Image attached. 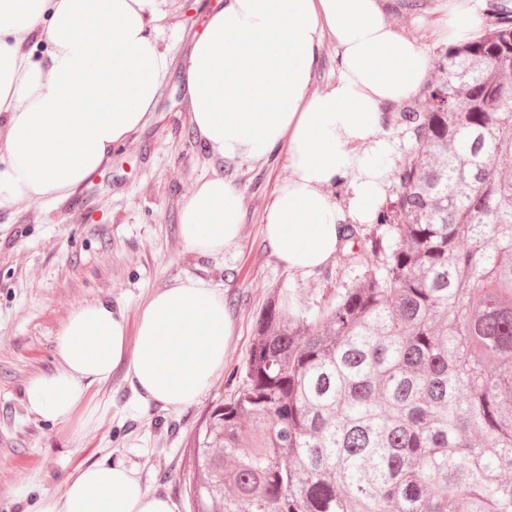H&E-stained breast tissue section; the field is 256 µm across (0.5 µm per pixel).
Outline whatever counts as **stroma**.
I'll use <instances>...</instances> for the list:
<instances>
[{
  "instance_id": "35a3bbf8",
  "label": "stroma",
  "mask_w": 512,
  "mask_h": 512,
  "mask_svg": "<svg viewBox=\"0 0 512 512\" xmlns=\"http://www.w3.org/2000/svg\"><path fill=\"white\" fill-rule=\"evenodd\" d=\"M223 5L161 0L150 29L171 64L146 124L70 195L0 208V512H35L77 465L107 455L134 466L177 512H190L181 488L187 446L210 408L233 393L231 375L248 358L268 303L280 300L287 315L313 313L365 271L363 262L337 258L312 275L288 271L262 234L263 214L288 176L284 150L259 162L231 161L194 133L185 64L208 14ZM217 174L239 190L244 219L234 246L201 256L182 241L180 212ZM178 278L223 291L236 324L224 372L198 403L177 412L142 407L116 375L91 387L99 410L80 435L28 411L25 387L54 369L55 334L71 311L102 299L122 307L133 325L147 297Z\"/></svg>"
}]
</instances>
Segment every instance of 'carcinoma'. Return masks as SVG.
I'll return each instance as SVG.
<instances>
[{
	"label": "carcinoma",
	"instance_id": "carcinoma-1",
	"mask_svg": "<svg viewBox=\"0 0 512 512\" xmlns=\"http://www.w3.org/2000/svg\"><path fill=\"white\" fill-rule=\"evenodd\" d=\"M512 10L438 55L397 122L365 277L312 316L266 307L182 485L224 512H512Z\"/></svg>",
	"mask_w": 512,
	"mask_h": 512
}]
</instances>
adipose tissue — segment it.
I'll return each mask as SVG.
<instances>
[{
	"label": "adipose tissue",
	"instance_id": "1",
	"mask_svg": "<svg viewBox=\"0 0 512 512\" xmlns=\"http://www.w3.org/2000/svg\"><path fill=\"white\" fill-rule=\"evenodd\" d=\"M160 0H0V206L53 201L79 187L141 128L169 69L149 36ZM481 0H448L431 35L468 41ZM397 0H224L185 67L190 121L210 152L261 160L285 149L289 176L263 218V237L289 270L310 274L336 255L346 224L374 223L394 152L384 107L414 97L432 59L392 21ZM44 29L46 65L19 52ZM336 76L312 87L325 40ZM345 187V198L335 190ZM243 211L223 176L202 182L180 217L186 247L205 256L236 244ZM235 331L224 294L178 279L147 300L136 327L99 301L74 309L54 339L56 366L25 388L29 412L62 426L88 390L122 372L139 399L168 410L197 403L224 371ZM124 460L78 466L38 512H175Z\"/></svg>",
	"mask_w": 512,
	"mask_h": 512
}]
</instances>
